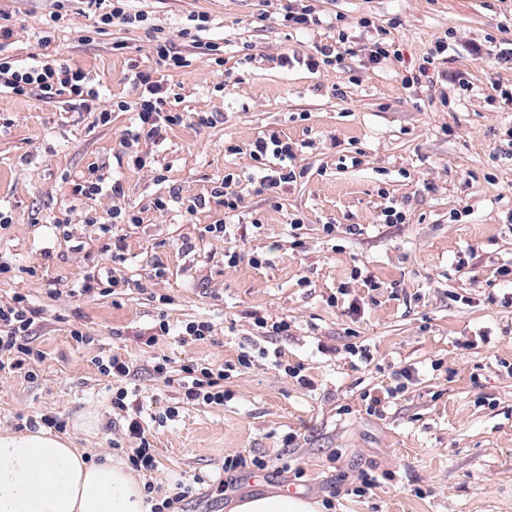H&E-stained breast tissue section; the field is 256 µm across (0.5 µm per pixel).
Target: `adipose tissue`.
<instances>
[{
    "mask_svg": "<svg viewBox=\"0 0 512 512\" xmlns=\"http://www.w3.org/2000/svg\"><path fill=\"white\" fill-rule=\"evenodd\" d=\"M0 512H148L144 482L125 462H94L66 438L0 431ZM233 512H317L287 493L240 499Z\"/></svg>",
    "mask_w": 512,
    "mask_h": 512,
    "instance_id": "obj_1",
    "label": "adipose tissue"
}]
</instances>
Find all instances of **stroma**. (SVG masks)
<instances>
[{
    "label": "stroma",
    "mask_w": 512,
    "mask_h": 512,
    "mask_svg": "<svg viewBox=\"0 0 512 512\" xmlns=\"http://www.w3.org/2000/svg\"><path fill=\"white\" fill-rule=\"evenodd\" d=\"M0 7L13 15L12 53L29 60L53 0ZM132 7L147 12L145 25L86 42L89 20L73 0L54 47L87 65L105 105L134 100L135 72L158 68L154 29L189 54V67L161 70L184 120L164 142L140 140L145 166L130 164L121 146L134 113H113L103 125L78 106L0 91L10 121L0 133V210L11 217L0 223V262L11 267L0 274V303L23 294L40 309L31 341L42 354L36 380L0 370V429L17 431L21 414L59 413L72 447L110 454L124 434L111 425L112 386L95 357L132 362L128 384L148 414L180 399L154 375L153 357L205 361L228 368L231 400L183 406L155 435L158 470L143 475L165 487L203 475L188 512H232L244 496L290 489L318 512H512V275L499 274L512 267V157L500 150L512 104L497 91L512 87V67L483 50L512 41L503 27L512 0H319L321 14L351 24L354 52L315 72L279 59L306 55L333 30L283 26L278 0ZM192 12L211 17L203 37L224 44L223 66L182 37ZM364 17L392 29L396 54L386 64L368 60ZM447 30V59L428 60ZM406 75L415 84L403 85ZM272 133L297 147L302 172L274 194L250 156L251 143ZM234 144L239 153L226 155ZM92 162L122 182L124 198L71 199L66 177ZM228 173L242 208L229 236L214 237L205 228L224 208L211 191ZM160 195L167 209L154 208ZM388 206L405 213L404 223L384 222ZM116 208L143 218L117 225L119 264L100 229ZM60 220L68 234L56 230ZM327 224L363 233L329 236ZM296 235L303 247H293ZM111 265L129 287L80 293L88 275ZM341 288L359 316L329 303ZM258 316L287 320V335H260ZM161 318L169 335L146 346ZM190 321L210 322L212 337L182 335ZM74 327L92 343L75 346ZM352 342L371 363L353 362ZM244 349L253 355L247 368L237 362ZM286 363L301 365L311 387L285 374ZM406 366L416 374L405 391L383 415L367 414L363 393L395 385ZM89 412L99 420L92 433L77 427ZM239 454L265 457L266 473L241 471L222 487L225 457ZM364 469L378 484L357 497L351 490ZM329 497L333 507H323Z\"/></svg>",
    "instance_id": "stroma-1"
}]
</instances>
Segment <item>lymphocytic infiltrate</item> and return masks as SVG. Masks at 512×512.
<instances>
[{"instance_id":"lymphocytic-infiltrate-1","label":"lymphocytic infiltrate","mask_w":512,"mask_h":512,"mask_svg":"<svg viewBox=\"0 0 512 512\" xmlns=\"http://www.w3.org/2000/svg\"><path fill=\"white\" fill-rule=\"evenodd\" d=\"M57 5L45 27L41 30L38 45L42 52L38 59L29 64H20L8 51L12 36L9 14L0 12V88L8 89L17 96H36L49 102L60 97L79 102L84 106L99 105L100 92L92 84L86 68L72 60L59 57L49 51L55 41V34L65 23L70 0H56ZM93 22L90 35H98L115 26L132 27L146 22L145 12L132 10L130 0H82ZM333 27L336 31L332 41L317 43L305 59L309 70L332 65L349 54L351 32L343 17H336ZM134 85L138 91L135 101L115 100L107 106H99L98 121L109 124L113 113L132 112L136 115L133 128L128 129L121 141L123 148H131L140 139L163 140L167 129L180 125L183 115L178 108L180 98L172 92L156 71L147 69L136 72ZM250 154L261 165L269 166L263 184L273 190L281 185L294 182L297 178L293 147L277 136L261 137L252 143ZM39 316L38 309L31 306L26 296H15L12 302L0 304V368L10 367L24 371L28 379H36L37 373L30 367L39 360L40 351L34 350L29 342V331ZM100 373L118 388L112 394V409L124 420L126 436L134 447L127 452L129 467L136 471L157 469L159 461L154 448V434L167 422L179 415L176 407L170 406L161 412L143 416L140 407L134 406L133 390L126 388L125 380L131 374V365L120 355L97 359ZM153 371L165 382H174L182 389L187 403L193 405L220 406L230 400L232 394L225 390L228 377L224 367L209 363H188L179 370H172L168 356L155 357Z\"/></svg>"}]
</instances>
